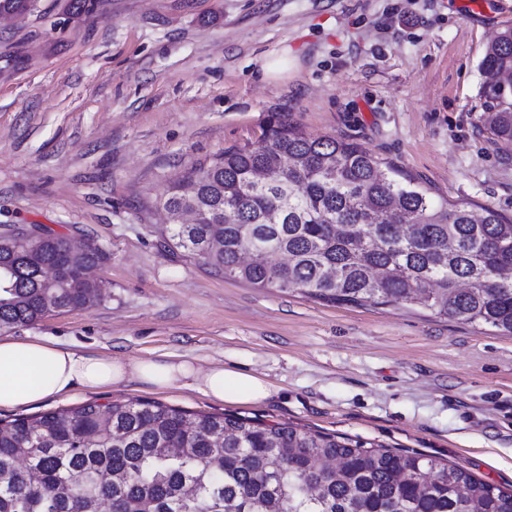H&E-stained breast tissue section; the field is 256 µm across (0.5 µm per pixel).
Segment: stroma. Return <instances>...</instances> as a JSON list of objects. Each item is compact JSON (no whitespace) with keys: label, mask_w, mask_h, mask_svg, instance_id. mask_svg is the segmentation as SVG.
<instances>
[{"label":"stroma","mask_w":512,"mask_h":512,"mask_svg":"<svg viewBox=\"0 0 512 512\" xmlns=\"http://www.w3.org/2000/svg\"><path fill=\"white\" fill-rule=\"evenodd\" d=\"M36 0L0 25V233L103 247L104 298L12 337L127 359H195L270 382L255 404L130 381L75 388L30 417L142 399L413 449L512 487V336L411 305L325 302L224 277L165 241L170 182L285 121L362 144L434 199L512 218V145L481 94L512 0ZM289 52L287 78L262 75Z\"/></svg>","instance_id":"35a3bbf8"}]
</instances>
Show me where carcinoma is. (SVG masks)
<instances>
[{
	"mask_svg": "<svg viewBox=\"0 0 512 512\" xmlns=\"http://www.w3.org/2000/svg\"><path fill=\"white\" fill-rule=\"evenodd\" d=\"M97 0H67V12ZM34 0H0L23 17ZM491 131L512 145V27L480 63ZM164 239L224 276L300 288L326 302L411 304L512 336V219L435 202L412 177L355 142L271 125L261 144L195 163L161 200ZM184 212L195 223L175 222ZM103 249L67 237L17 246L0 236V329L84 309L77 282ZM64 265L70 275L46 274ZM178 452L173 453L171 449ZM335 459L333 470L317 461ZM512 512V490L459 464L345 435L195 413L148 400L87 402L0 420V512Z\"/></svg>",
	"mask_w": 512,
	"mask_h": 512,
	"instance_id": "carcinoma-1",
	"label": "carcinoma"
}]
</instances>
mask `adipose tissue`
<instances>
[{"label": "adipose tissue", "mask_w": 512, "mask_h": 512, "mask_svg": "<svg viewBox=\"0 0 512 512\" xmlns=\"http://www.w3.org/2000/svg\"><path fill=\"white\" fill-rule=\"evenodd\" d=\"M138 380L159 390L189 386L227 404L265 400L270 384L218 365L200 370L192 360H126L81 352L46 338L0 336V408L42 403L70 393L109 389Z\"/></svg>", "instance_id": "ef3b65f1"}]
</instances>
